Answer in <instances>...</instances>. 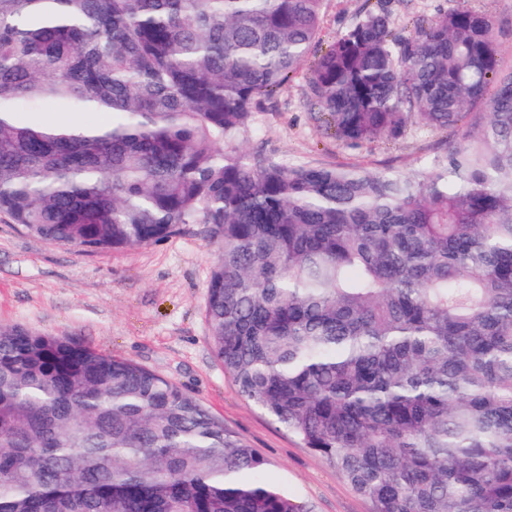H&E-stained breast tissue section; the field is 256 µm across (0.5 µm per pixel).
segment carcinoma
Masks as SVG:
<instances>
[{"label": "carcinoma", "instance_id": "obj_1", "mask_svg": "<svg viewBox=\"0 0 512 512\" xmlns=\"http://www.w3.org/2000/svg\"><path fill=\"white\" fill-rule=\"evenodd\" d=\"M324 4L0 0V216L87 253L207 225L241 396L372 512H512V66L486 14L404 36L375 0L309 69L311 114L349 149L454 146L407 173L245 150ZM0 512L311 510L172 380L1 326Z\"/></svg>", "mask_w": 512, "mask_h": 512}]
</instances>
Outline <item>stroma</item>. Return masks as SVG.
Segmentation results:
<instances>
[{
  "instance_id": "1",
  "label": "stroma",
  "mask_w": 512,
  "mask_h": 512,
  "mask_svg": "<svg viewBox=\"0 0 512 512\" xmlns=\"http://www.w3.org/2000/svg\"><path fill=\"white\" fill-rule=\"evenodd\" d=\"M495 22L503 60L512 64V0H463ZM368 0H327L312 56H320ZM304 75H297L260 114L244 146L293 163H362L409 171L456 140L451 132L411 126L399 140L349 150L313 122ZM216 247L192 224L145 248L85 254L29 235L0 219V326L65 333L97 351L134 361L176 382L266 462L269 479L312 512H371L325 459L301 447L237 391L215 360L203 310Z\"/></svg>"
}]
</instances>
